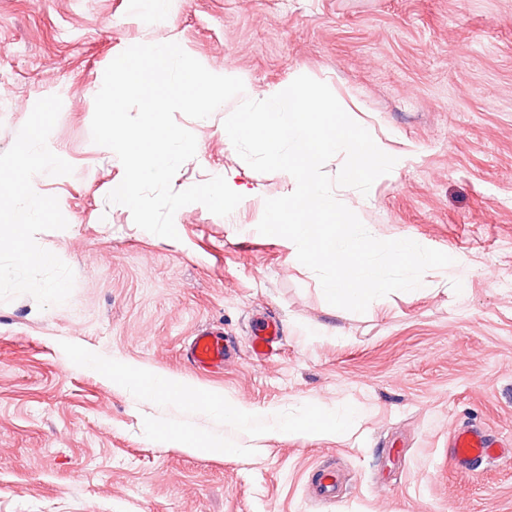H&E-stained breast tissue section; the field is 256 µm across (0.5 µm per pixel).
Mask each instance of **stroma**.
Here are the masks:
<instances>
[{
	"mask_svg": "<svg viewBox=\"0 0 512 512\" xmlns=\"http://www.w3.org/2000/svg\"><path fill=\"white\" fill-rule=\"evenodd\" d=\"M171 41L210 72L233 70L252 99L307 75L371 135L410 153L355 212L378 239L415 238L452 257L430 287L365 313L330 305L286 238L259 234L284 173L250 168L224 138L229 101L175 120L196 155L182 191L227 173L252 189L226 217L195 203L177 238L149 233L108 202L124 175L93 143L94 97L129 46ZM62 109L49 148L74 167L36 175L68 221L37 234L75 274L69 300L0 302V512H512V458L455 470L448 439L476 425L512 444V0H0V153L41 98ZM279 319L276 355L252 356L249 322ZM237 347L223 372L184 356L201 328ZM163 376L192 400L135 386ZM253 410L239 425L210 407ZM360 408L345 436L267 430ZM201 445H171L170 429ZM227 456L217 455V448ZM339 477L320 501L315 472Z\"/></svg>",
	"mask_w": 512,
	"mask_h": 512,
	"instance_id": "35a3bbf8",
	"label": "stroma"
}]
</instances>
